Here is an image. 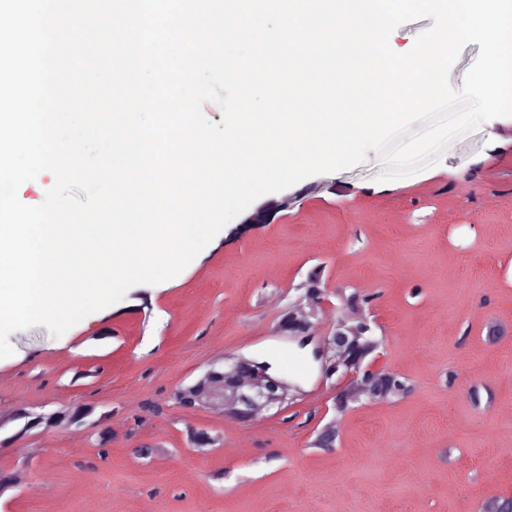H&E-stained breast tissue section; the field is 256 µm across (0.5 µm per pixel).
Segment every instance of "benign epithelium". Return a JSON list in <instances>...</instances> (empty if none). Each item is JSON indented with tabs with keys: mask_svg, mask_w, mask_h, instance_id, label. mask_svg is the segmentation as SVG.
<instances>
[{
	"mask_svg": "<svg viewBox=\"0 0 512 512\" xmlns=\"http://www.w3.org/2000/svg\"><path fill=\"white\" fill-rule=\"evenodd\" d=\"M326 302L325 290L302 293L287 308L278 324V333L297 342L302 348L312 346V355L322 378L337 377L340 388L335 396V408L337 412L344 413L349 404L372 395L373 383L380 373L376 355L380 344L349 343L338 336L342 328L354 336L371 329L374 319L370 307L360 308V315L354 319L339 317L328 336L316 339V308ZM268 370L267 363L256 360L232 358L221 364H211L199 378L177 390L178 404L187 409L199 406L220 409L237 419L251 421L274 408L282 409L294 399L292 391L296 390V386L284 378L270 375ZM95 412L96 407L91 404L49 414L18 408L10 420H21L23 425L14 434L0 438V447L13 443L16 437L32 430L53 427L88 430L92 436H104L106 432L101 425L107 420L108 414L97 417Z\"/></svg>",
	"mask_w": 512,
	"mask_h": 512,
	"instance_id": "obj_1",
	"label": "benign epithelium"
}]
</instances>
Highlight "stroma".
I'll return each mask as SVG.
<instances>
[{"instance_id":"1","label":"stroma","mask_w":512,"mask_h":512,"mask_svg":"<svg viewBox=\"0 0 512 512\" xmlns=\"http://www.w3.org/2000/svg\"><path fill=\"white\" fill-rule=\"evenodd\" d=\"M383 171L371 151L264 195L173 278L131 287L62 336L12 333L0 416L92 404L111 413L112 439L57 427L0 447V472L27 473L0 512H483L512 496V335L488 336L490 324L512 328V116L452 139L436 165L386 182ZM316 265L332 294L320 331L336 291L374 295L378 363L414 385L352 404L330 450L310 442L333 385L274 333ZM239 355L298 384L295 404L242 422L176 403ZM190 427L215 438L207 453Z\"/></svg>"}]
</instances>
